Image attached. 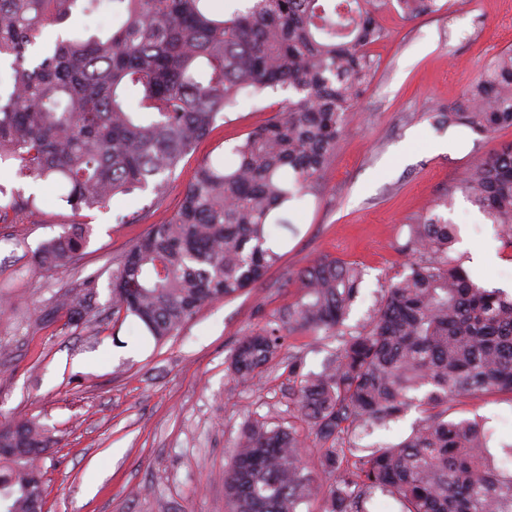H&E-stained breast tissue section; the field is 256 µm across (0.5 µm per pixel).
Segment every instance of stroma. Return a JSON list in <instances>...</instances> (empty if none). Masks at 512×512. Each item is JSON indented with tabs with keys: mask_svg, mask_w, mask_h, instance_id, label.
<instances>
[{
	"mask_svg": "<svg viewBox=\"0 0 512 512\" xmlns=\"http://www.w3.org/2000/svg\"><path fill=\"white\" fill-rule=\"evenodd\" d=\"M437 2L440 11L412 18L390 6L378 13L387 33L372 48L379 68L346 118L318 198L289 214L280 262L253 288L200 308L176 335L157 342L133 318L113 316L115 263L149 225L174 215L202 160L245 138L288 91L244 99L217 118L163 197L137 191L76 216L44 183L38 216L19 213L0 224V427L29 419L54 437L40 460L46 512H230L224 469L242 424L258 415L287 421L289 356L317 372L337 342L305 331L286 336L266 372L246 383L230 373L229 357L241 336L294 302V275L318 259L364 272L351 326L366 324L383 288L406 274L399 247L409 225L431 214L457 225L453 255L464 266L472 265L474 247H488L496 262L486 285H512V250L459 188L469 168L512 144V128L486 139L439 120L485 64L512 49V0ZM136 212L142 221L117 223ZM74 222L90 227L82 258L38 267L39 244ZM91 274L97 288L89 322L63 314L45 321L56 297ZM454 412L512 438L510 394L481 393Z\"/></svg>",
	"mask_w": 512,
	"mask_h": 512,
	"instance_id": "obj_1",
	"label": "stroma"
}]
</instances>
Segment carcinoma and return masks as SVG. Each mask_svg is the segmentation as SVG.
I'll return each instance as SVG.
<instances>
[{
  "label": "carcinoma",
  "instance_id": "obj_1",
  "mask_svg": "<svg viewBox=\"0 0 512 512\" xmlns=\"http://www.w3.org/2000/svg\"><path fill=\"white\" fill-rule=\"evenodd\" d=\"M0 0V166L60 184L78 214L119 195L160 198L181 161L219 114L268 89L293 96L230 151L206 159L176 214L153 224L112 270V310L132 316L160 342L198 309L259 282L281 259L272 247L281 214L317 196L336 157L346 114L378 70L371 47L386 31L377 10L403 16L440 10L436 0ZM112 30L79 33V14L102 4ZM52 25V40L39 43ZM490 137L512 127V51L494 59L444 114ZM460 189L512 247V145L493 150ZM39 213L36 196L0 183V223ZM86 224L43 242L37 264L65 267L83 255ZM457 228L438 215L410 225L400 252L409 273L386 286L360 331L346 324L363 283L356 265L321 258L298 271L297 300L239 339L230 369L242 382L262 373L282 336L298 329L339 341L318 373L296 382L291 420L245 422L224 470L233 512H299L322 497L323 512H366L380 490L403 512H512V467L491 452L497 436L480 419L448 414L482 392L512 394V294L474 282L449 256ZM96 278L68 290L46 314L80 322L94 308ZM412 408L421 417L394 444L361 436ZM310 428L322 448L305 471ZM52 447L30 420L0 428V497L8 512H31L45 495L36 458Z\"/></svg>",
  "mask_w": 512,
  "mask_h": 512
}]
</instances>
